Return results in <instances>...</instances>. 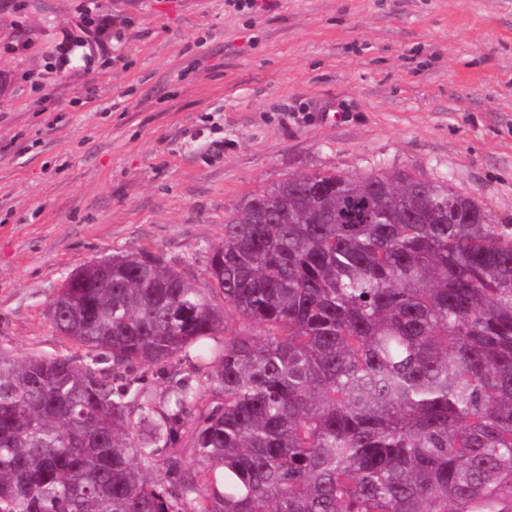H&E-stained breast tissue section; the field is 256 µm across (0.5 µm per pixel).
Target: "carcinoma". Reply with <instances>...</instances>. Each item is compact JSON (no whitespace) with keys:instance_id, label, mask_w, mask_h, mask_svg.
<instances>
[{"instance_id":"1","label":"carcinoma","mask_w":512,"mask_h":512,"mask_svg":"<svg viewBox=\"0 0 512 512\" xmlns=\"http://www.w3.org/2000/svg\"><path fill=\"white\" fill-rule=\"evenodd\" d=\"M208 252L202 283L84 264L51 314L79 353H0V512H512L511 224L445 178L324 171Z\"/></svg>"}]
</instances>
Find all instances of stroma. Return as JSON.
Wrapping results in <instances>:
<instances>
[{
  "label": "stroma",
  "mask_w": 512,
  "mask_h": 512,
  "mask_svg": "<svg viewBox=\"0 0 512 512\" xmlns=\"http://www.w3.org/2000/svg\"><path fill=\"white\" fill-rule=\"evenodd\" d=\"M83 2L0 5V352L75 354L49 303L77 266L202 276L225 213L290 176L445 177L512 224V0H97L107 45L60 79Z\"/></svg>",
  "instance_id": "35a3bbf8"
}]
</instances>
